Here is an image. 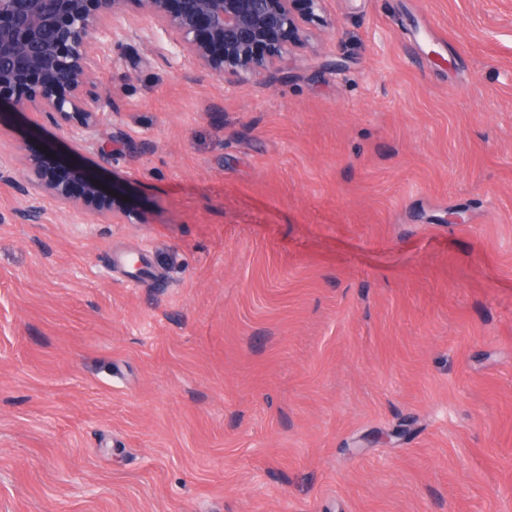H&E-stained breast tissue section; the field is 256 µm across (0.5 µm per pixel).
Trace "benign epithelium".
Returning a JSON list of instances; mask_svg holds the SVG:
<instances>
[{"label":"benign epithelium","instance_id":"1","mask_svg":"<svg viewBox=\"0 0 512 512\" xmlns=\"http://www.w3.org/2000/svg\"><path fill=\"white\" fill-rule=\"evenodd\" d=\"M325 0H0V103L42 112L91 142L110 106L92 72L97 52L129 13L148 16L174 35L182 56L231 81L275 85L288 60V39L304 35ZM24 194L122 210L107 200L97 175L64 166L47 151L34 162Z\"/></svg>","mask_w":512,"mask_h":512}]
</instances>
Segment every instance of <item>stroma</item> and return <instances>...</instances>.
<instances>
[{
  "mask_svg": "<svg viewBox=\"0 0 512 512\" xmlns=\"http://www.w3.org/2000/svg\"><path fill=\"white\" fill-rule=\"evenodd\" d=\"M311 28L268 86L137 14L92 145L0 120V512H512V0ZM48 149L144 223H20Z\"/></svg>",
  "mask_w": 512,
  "mask_h": 512,
  "instance_id": "stroma-1",
  "label": "stroma"
}]
</instances>
